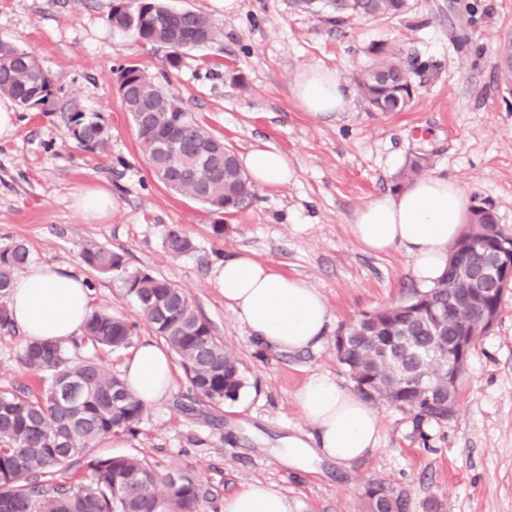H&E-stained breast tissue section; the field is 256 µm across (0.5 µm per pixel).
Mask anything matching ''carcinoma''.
Returning <instances> with one entry per match:
<instances>
[{"instance_id": "1", "label": "carcinoma", "mask_w": 512, "mask_h": 512, "mask_svg": "<svg viewBox=\"0 0 512 512\" xmlns=\"http://www.w3.org/2000/svg\"><path fill=\"white\" fill-rule=\"evenodd\" d=\"M331 20L349 15L381 16L402 12L406 0H351L347 8L326 0ZM112 26L130 32L147 45L168 50L167 64L176 69L182 53L219 41L222 31L193 10L174 14L163 0H114L109 14ZM381 59L358 81L365 99L389 95L375 79L382 70L391 87L408 82L418 65L399 50H377ZM116 82L124 111L138 131L152 172L158 179L177 182L172 190L189 196L214 213H230L254 196L252 185L224 154L233 150L211 134L181 99L136 66L120 67ZM0 93L9 95L23 110L50 107L55 88L36 57L10 40L0 39ZM139 103L147 122L133 111ZM76 139L85 146L103 147L107 128L82 112L70 116ZM215 159L202 162L199 155ZM477 215L463 236L471 239L467 260L478 261L486 250L483 227ZM166 243L179 254L190 242L175 228ZM83 260L105 274L122 278L145 321L178 357L190 390L214 404L235 401L246 386L237 358L224 349L212 326L204 322L183 289L147 270L129 272L124 257L104 248H86ZM27 247L15 242L0 250V329L14 323L7 306L15 275L28 263ZM466 327L482 332L478 316H448V274L437 284L407 301L364 312L343 327L337 337V358L365 395L382 398L419 418L448 419V406L440 396L448 393V331ZM136 324L108 309H91L82 336L71 344L29 341L23 348L25 364L40 373L43 388L30 395L13 386L0 385V512H199L200 492L191 481L177 489L171 477L162 476L140 459L130 456L94 457L97 441L112 435H133L144 404L130 391L120 406L112 405V391L124 387L122 379L106 371L93 357L76 361L71 351L96 352L130 347ZM79 386V400L65 406L64 382ZM75 459L86 460L84 482L52 491L34 485V476L47 477Z\"/></svg>"}]
</instances>
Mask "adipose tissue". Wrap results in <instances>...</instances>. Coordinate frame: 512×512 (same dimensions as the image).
Returning a JSON list of instances; mask_svg holds the SVG:
<instances>
[{
    "label": "adipose tissue",
    "instance_id": "obj_1",
    "mask_svg": "<svg viewBox=\"0 0 512 512\" xmlns=\"http://www.w3.org/2000/svg\"><path fill=\"white\" fill-rule=\"evenodd\" d=\"M295 95L305 111L318 116L344 111L348 104L345 86L335 73L321 67L300 74ZM238 161L258 185L282 186L293 176L287 155L275 149L257 148L240 155ZM469 208L470 201L456 181L424 174L355 208L350 231L364 252L404 250L416 280L431 287L446 269L449 250L470 219ZM214 286L225 307L262 346L288 352L314 349L330 329L329 307L317 288L303 278L280 274L248 254L227 257L217 265ZM90 302V288L83 277L33 264L16 276L8 308L24 336L61 343L81 335ZM123 380L142 402L163 399L173 381L168 348L151 340L132 348L123 365ZM296 399L313 431L288 438L289 461L323 457L349 465L377 448L378 413L334 376L311 375ZM224 512H292V506L279 489L256 482L226 497Z\"/></svg>",
    "mask_w": 512,
    "mask_h": 512
}]
</instances>
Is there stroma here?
<instances>
[{
    "mask_svg": "<svg viewBox=\"0 0 512 512\" xmlns=\"http://www.w3.org/2000/svg\"><path fill=\"white\" fill-rule=\"evenodd\" d=\"M223 31L219 43L186 51L169 68L167 51L143 45L108 21L113 0H0V38L32 52L56 90L48 111L17 110L0 139V249L21 241L31 263L82 275L91 305L153 339L122 281L88 266L82 251L123 255L128 271L147 270L182 288L198 314L238 359L247 386L233 403L188 391L182 368L165 397L146 405L136 435L102 438L94 456H133L201 490V512H224L225 497L252 482L282 489L295 512H370V484L398 498L402 512H512V287L493 328L471 346L452 415L420 420L373 400L381 439L348 466L279 456L289 436L310 424L296 394L310 375L349 377L336 358L341 326L393 306L420 288L399 249L374 255L353 240L348 220L371 198L401 187L407 159L426 155L428 172L454 179L472 206L492 208L512 232V85L497 47L512 38V0H408L398 15L336 24L295 0H166ZM379 47L399 48L421 65L401 112L372 111L357 81ZM134 64L178 95L189 112L236 153L273 148L287 155L288 184L256 187V199L230 215L209 213L153 175L115 81ZM320 66L349 91L346 111L305 112L294 94L299 74ZM97 115L104 148L79 144L71 113ZM111 193V212L85 222L74 196ZM222 224L215 235L213 224ZM191 243L176 254L169 227ZM247 252L277 272L301 277L326 298L331 328L320 347L275 352L250 336L212 284L217 263ZM26 338L0 331V382L37 391L40 376L22 360Z\"/></svg>",
    "mask_w": 512,
    "mask_h": 512,
    "instance_id": "35a3bbf8",
    "label": "stroma"
}]
</instances>
